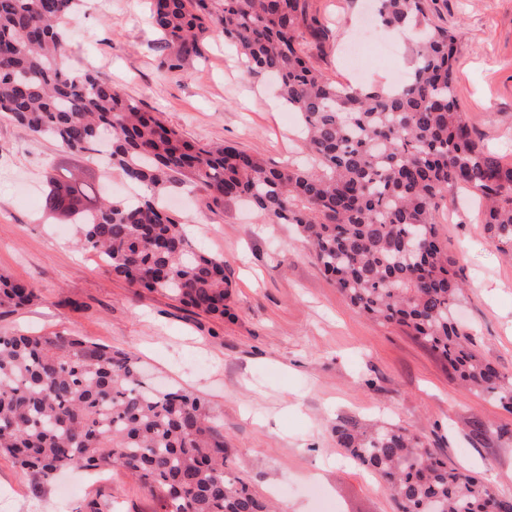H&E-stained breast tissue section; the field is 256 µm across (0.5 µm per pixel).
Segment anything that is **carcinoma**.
<instances>
[{"label":"carcinoma","instance_id":"cac0c4a2","mask_svg":"<svg viewBox=\"0 0 512 512\" xmlns=\"http://www.w3.org/2000/svg\"><path fill=\"white\" fill-rule=\"evenodd\" d=\"M82 0H0V119L55 142L65 154L106 153L145 191L100 193L88 171L63 165L45 210L80 227L78 248L113 276L224 316V259L200 250L158 203L191 186L211 209L244 201L275 224H294L323 274L354 310L397 324L428 346L470 389L512 412V377L476 348L456 318L465 284L440 234L448 191L483 203L488 238L512 253V163L472 137L456 99L452 57L461 28L433 25L427 0H376L388 29L416 34L410 79L386 90L338 84L315 69L306 36L309 0H152L159 68L183 71L215 31L243 56L250 76L272 75L300 115L307 163L269 166L232 145L185 140L159 112L143 110L93 70L68 64L64 30ZM38 299L0 274V314ZM336 447L380 476L399 512H512L423 434L393 424H336ZM224 434L201 400L141 378L133 353L70 332L0 333V453L45 480L71 469L119 468L160 501L162 512H271L225 464Z\"/></svg>","mask_w":512,"mask_h":512}]
</instances>
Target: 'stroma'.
<instances>
[{
	"mask_svg": "<svg viewBox=\"0 0 512 512\" xmlns=\"http://www.w3.org/2000/svg\"><path fill=\"white\" fill-rule=\"evenodd\" d=\"M151 0H85L70 26L69 66L93 69L188 140L224 141L270 165L302 160L301 124L273 79L250 77L235 48L211 32L202 59L159 69ZM322 36L313 66L340 84L396 83L410 71L409 39L376 33L361 77L347 46L364 0H311ZM434 24L462 28L453 60L456 95L480 143L512 162V0H436ZM61 152L0 120V272L31 283L39 300L0 316L1 332L69 331L133 352L145 378L199 396L224 434L226 464L277 512H398L384 482L337 448L336 422H388L427 435L449 462L512 498V413L463 387L398 326L356 313L321 273L293 226L269 223L235 201L210 210L192 192L166 204L198 246L224 260V314L187 309L131 287L59 229L43 208L45 176ZM477 199L448 194L441 232L467 283L459 310L484 357L512 376V257L483 231ZM493 425L483 439L472 421ZM120 512H161L124 470L67 472L45 480L0 456V512H76L89 500Z\"/></svg>",
	"mask_w": 512,
	"mask_h": 512,
	"instance_id": "obj_1",
	"label": "stroma"
}]
</instances>
